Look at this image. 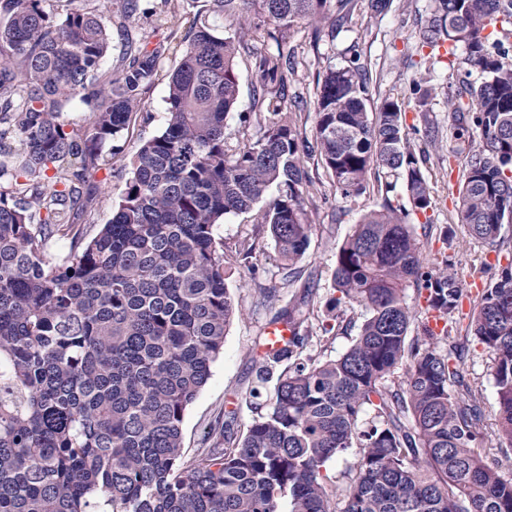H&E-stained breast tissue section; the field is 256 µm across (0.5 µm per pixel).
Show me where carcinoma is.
Listing matches in <instances>:
<instances>
[{
    "label": "carcinoma",
    "mask_w": 512,
    "mask_h": 512,
    "mask_svg": "<svg viewBox=\"0 0 512 512\" xmlns=\"http://www.w3.org/2000/svg\"><path fill=\"white\" fill-rule=\"evenodd\" d=\"M74 2L0 0V512H512L480 397L451 363L462 289L423 257L414 232L433 204L423 152L402 102L369 108L356 58L316 82V148L342 195L362 194L376 169L403 178L409 203L384 196L337 252L328 312L336 320L357 304L369 316L343 355L320 361L307 353L310 301L281 306L275 322L291 336L258 378H276L273 394L260 402L252 389L246 432L228 433L229 411L210 426L208 448L184 459L185 412L236 313L214 227L255 213L289 276L309 247V146L284 111L285 47L295 26L327 18L331 0H202L168 78L165 128L139 146L93 237L103 147L134 126L166 47L133 37L149 15L141 0ZM226 15L240 27L224 30ZM114 17L128 50L106 73ZM257 20L274 26L277 45L256 61L267 115L257 140L231 152L235 58ZM459 44L448 112L456 139L479 135L460 217L494 246L512 223V0H433L418 47ZM432 93L429 81L413 82L414 110L429 112ZM76 98L89 110L80 126L63 112ZM54 239L69 249L53 261ZM411 286L426 307L409 345ZM432 311L447 321L439 335L427 326ZM471 328L493 360L492 435L512 445V263L482 292ZM367 408L374 417L362 425ZM349 448L361 452L342 487L326 463Z\"/></svg>",
    "instance_id": "cac0c4a2"
}]
</instances>
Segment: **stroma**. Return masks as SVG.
<instances>
[{"mask_svg":"<svg viewBox=\"0 0 512 512\" xmlns=\"http://www.w3.org/2000/svg\"><path fill=\"white\" fill-rule=\"evenodd\" d=\"M432 0H389L385 11H376L372 0H350L345 7L342 24L334 20L310 23L292 30L287 48L295 54L297 67L288 80L289 97H300L302 109L292 118L307 138L315 136V81L328 69L347 65L359 58L370 77L373 102L392 97L407 101L414 80L427 78L434 87L428 114L407 115L410 136L417 146L425 148L428 161L423 168L434 208L430 224L415 227L427 259H445L450 263L460 285L471 279L489 284L492 276L490 257L501 264L512 263V224L505 225L497 246L491 247L471 237L458 217L459 186L463 179L467 144L455 139L448 112V83L452 72L447 59H426L416 52L418 30L429 18ZM194 9L190 0H169L157 13L145 20L143 33L150 42L169 40L170 49L158 64L159 79L143 96L141 113L128 135L111 142V168L104 170L106 190L95 214L96 224L108 223L112 208L120 197L129 172V160L143 140L160 133L166 123L167 77L178 64L184 45L181 40ZM248 47L236 58L240 96L235 111L225 120L224 133L230 147L238 149L256 139L260 114L254 105L257 56L275 51L276 44L266 28L251 29L246 37ZM302 165L311 185L304 207L312 226L309 247L296 263L293 277H286L283 263L267 227L258 225L253 214L226 216L215 228L224 241V252L230 262L227 284L239 309L226 331L224 350L211 367V376L185 412L182 425L185 456L192 457L205 448L207 432L216 417L235 411V433H243L252 418L248 405L249 391L257 383L256 372L262 361L257 349L262 345L264 329L280 308V297H301L312 290V321L326 315V304L334 297L336 253L354 224L368 211L378 208L384 197V176L372 173L364 193L346 197L337 190L332 177L319 156H306ZM450 227V241H442L441 227ZM249 242L248 255H237L242 242ZM276 289L279 297L261 302L259 287ZM367 312L364 307H345L339 325L326 336L313 338L309 352L313 358L327 360L345 353L358 334ZM457 336L466 340L458 362L472 388L484 401L485 410H493L496 391L492 376V359L487 349L467 339L466 313L455 316Z\"/></svg>","mask_w":512,"mask_h":512,"instance_id":"1","label":"stroma"}]
</instances>
